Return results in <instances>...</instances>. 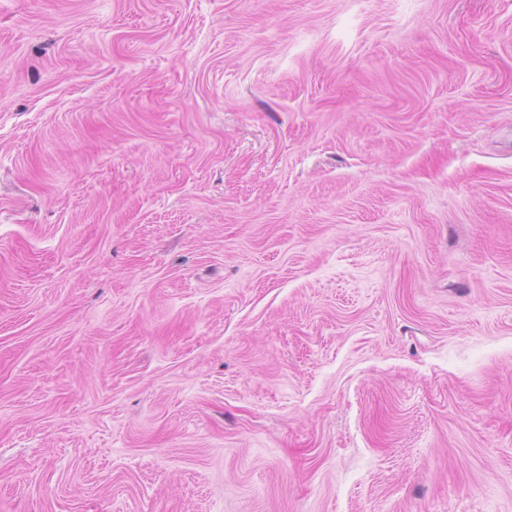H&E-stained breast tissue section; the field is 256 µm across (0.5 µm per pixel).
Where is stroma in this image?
Masks as SVG:
<instances>
[{
    "label": "stroma",
    "instance_id": "35a3bbf8",
    "mask_svg": "<svg viewBox=\"0 0 512 512\" xmlns=\"http://www.w3.org/2000/svg\"><path fill=\"white\" fill-rule=\"evenodd\" d=\"M0 512H512V0H0Z\"/></svg>",
    "mask_w": 512,
    "mask_h": 512
}]
</instances>
